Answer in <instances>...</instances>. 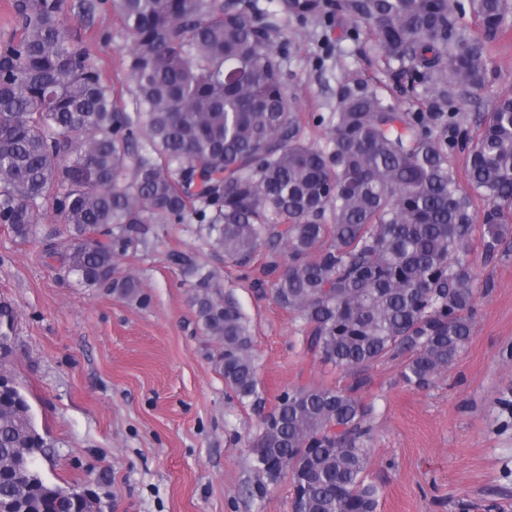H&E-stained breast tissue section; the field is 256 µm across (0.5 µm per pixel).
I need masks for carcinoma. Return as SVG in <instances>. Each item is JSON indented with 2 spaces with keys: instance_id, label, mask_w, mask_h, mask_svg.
I'll list each match as a JSON object with an SVG mask.
<instances>
[{
  "instance_id": "carcinoma-1",
  "label": "carcinoma",
  "mask_w": 512,
  "mask_h": 512,
  "mask_svg": "<svg viewBox=\"0 0 512 512\" xmlns=\"http://www.w3.org/2000/svg\"><path fill=\"white\" fill-rule=\"evenodd\" d=\"M276 2L270 12L258 0H79L84 17L109 9L131 37L129 111L68 27L65 0H12L19 35L0 46V224L35 239L50 203L62 227L43 239L45 257L82 287L128 299L140 283L118 261L151 224L194 219L240 265L263 253L257 290L302 320L312 362L353 379L283 393L261 419L252 467L270 484L289 479L293 512H377L358 373L397 360L406 384L434 386L473 332L474 233L487 262L512 238V93L470 129L448 116L484 86L512 0ZM282 19L366 27L417 111L346 82L326 142L304 141ZM459 142L471 145L467 189L448 160ZM171 261L226 387L258 399L238 300L192 258ZM17 325L0 301V512H101L96 497L41 474L52 443L9 369Z\"/></svg>"
}]
</instances>
